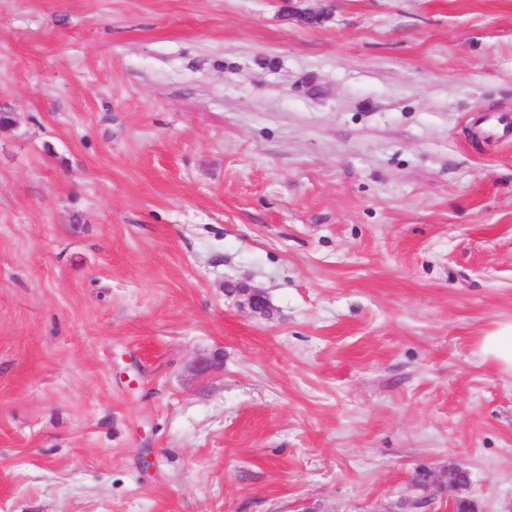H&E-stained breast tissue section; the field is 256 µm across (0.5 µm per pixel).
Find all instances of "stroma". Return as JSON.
<instances>
[{
	"label": "stroma",
	"instance_id": "stroma-1",
	"mask_svg": "<svg viewBox=\"0 0 512 512\" xmlns=\"http://www.w3.org/2000/svg\"><path fill=\"white\" fill-rule=\"evenodd\" d=\"M1 113L0 512H512V0H0ZM478 351L483 361L512 374V322L497 324L485 336H481Z\"/></svg>",
	"mask_w": 512,
	"mask_h": 512
}]
</instances>
